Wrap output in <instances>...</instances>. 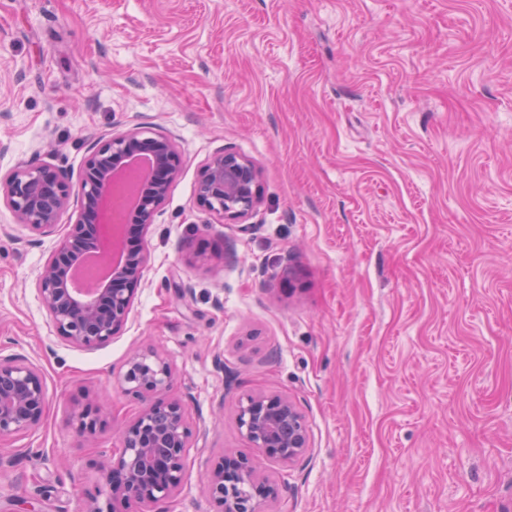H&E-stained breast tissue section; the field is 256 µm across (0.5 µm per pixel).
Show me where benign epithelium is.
<instances>
[{
    "label": "benign epithelium",
    "instance_id": "obj_1",
    "mask_svg": "<svg viewBox=\"0 0 512 512\" xmlns=\"http://www.w3.org/2000/svg\"><path fill=\"white\" fill-rule=\"evenodd\" d=\"M150 155L154 167L137 187L135 205L120 224H110L102 201L112 196L117 173L136 156ZM181 156L171 137L132 129L93 139L80 181L83 201L76 223L40 273L36 288L59 335L77 347L106 344L126 326L148 257L126 246L127 234L144 232L181 173ZM260 171L248 159L229 151L213 154L204 165L196 203L220 220L245 218L260 200ZM73 186L67 175L47 164H25L0 177V202L16 223L48 237L70 206ZM112 235L123 260L91 288L77 279L82 260ZM125 391L141 398L137 417L120 428V448L108 461L112 502L153 503L170 497L182 485L186 449L192 436L184 403L171 398L172 370L157 351L130 357L122 377ZM47 400L39 370L23 359H0V440L37 426ZM78 431L92 435L104 424L103 411L88 406L74 411ZM237 422L247 441L266 459L292 464L309 448L305 419L286 395L255 393L239 406ZM217 512H261L277 487L262 477L254 462L241 454H224L207 487Z\"/></svg>",
    "mask_w": 512,
    "mask_h": 512
}]
</instances>
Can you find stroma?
Masks as SVG:
<instances>
[{
	"label": "stroma",
	"instance_id": "1",
	"mask_svg": "<svg viewBox=\"0 0 512 512\" xmlns=\"http://www.w3.org/2000/svg\"><path fill=\"white\" fill-rule=\"evenodd\" d=\"M135 127L182 170L107 344L57 334L35 287L57 236L0 205V358L47 393L0 440V512L108 505L101 462L141 409L119 378L150 349L186 407L185 478L119 512H216L230 451L277 485L264 512H512V0H0L1 177L79 178L96 135ZM221 149L261 173L239 223L195 203ZM260 392L306 420L294 465L241 433ZM103 411L99 408L79 407L74 411V417L78 423V431L81 434L93 435L97 428L104 424Z\"/></svg>",
	"mask_w": 512,
	"mask_h": 512
}]
</instances>
